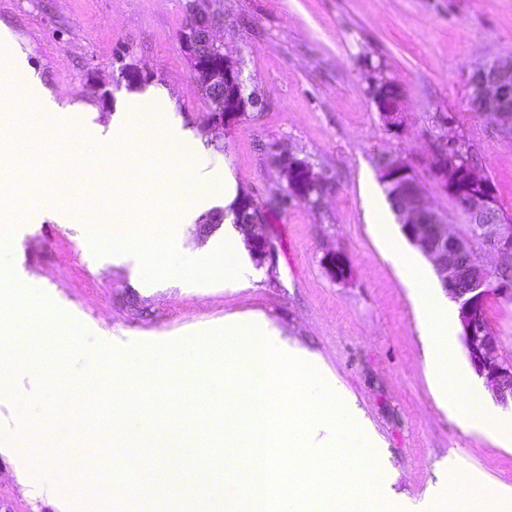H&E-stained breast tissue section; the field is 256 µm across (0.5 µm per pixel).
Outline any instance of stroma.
<instances>
[{"instance_id":"stroma-1","label":"stroma","mask_w":512,"mask_h":512,"mask_svg":"<svg viewBox=\"0 0 512 512\" xmlns=\"http://www.w3.org/2000/svg\"><path fill=\"white\" fill-rule=\"evenodd\" d=\"M224 19V50L242 65L247 91L263 106L231 133L202 123L206 104L189 77L179 34L187 0H0V25L30 64V77L61 104L90 106L89 120L109 130L135 86L121 64L149 74L174 115L205 148L207 168L230 167L239 191L265 211L276 246L272 269L249 264L243 276L210 283L139 285L138 259L98 256L80 247L112 212L111 156L85 170L68 130L54 119L32 121L26 109L4 115L21 138L0 141L6 182L26 181L13 207L24 220L5 282L45 296L85 332L89 346L178 345L228 319H263L273 343L305 355L326 383L352 400L382 444L376 494H391L398 512H512V409L492 399L484 379L457 352V371L490 416L465 431L442 405L425 363L416 312L404 281L367 222L364 178L382 191L378 159H404L430 204L452 230L464 217L438 188L430 142L439 115L460 118L484 159L498 200L512 214V139L472 112L467 75L484 61L512 54V0H209ZM395 78L405 97L406 126L386 130L371 101L379 75ZM309 161L330 183L319 207L289 198L272 145ZM77 212L60 224L50 204ZM97 223H90L89 214ZM347 262L331 277L326 252ZM40 375L22 370L0 398V512H96L112 494L115 512H144L152 491L113 493L112 471L99 465L90 494L57 479L56 459L78 461L101 444L147 445L145 430L98 429L74 421L73 407L41 409L42 432L25 435L21 407L34 401ZM28 449L20 459L15 449ZM466 464L439 471L446 458Z\"/></svg>"}]
</instances>
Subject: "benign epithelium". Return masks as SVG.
<instances>
[{
	"instance_id": "1",
	"label": "benign epithelium",
	"mask_w": 512,
	"mask_h": 512,
	"mask_svg": "<svg viewBox=\"0 0 512 512\" xmlns=\"http://www.w3.org/2000/svg\"><path fill=\"white\" fill-rule=\"evenodd\" d=\"M189 24L180 36L189 74L207 102L204 124L209 129L230 131L238 126L251 109L260 106L259 98L244 92V80L239 62L224 53L216 31L223 19L207 6V0H189ZM468 100L475 102L478 112L494 117L506 132L512 131V56L499 57L472 70L467 79ZM386 127L398 133L406 125L404 100L390 108H377ZM448 127V144L466 154L467 138L458 135L451 119L440 118ZM286 189L301 195L303 188L314 186L319 198L330 190L328 180L300 159L276 153ZM386 182L396 188L402 198L399 223L402 230L420 252L432 263L442 288L458 306L459 340L467 359L477 374L485 380L492 398L503 406L512 404V358L501 352V338L486 322L478 320L479 309L488 292L491 273L512 263V224L491 215L490 184L485 167H468L465 180L480 186L484 193L462 201V208L477 227L482 242V254L476 263H463L467 241L448 230L447 224L429 205L411 169L401 159H395L383 171ZM246 210L237 223L247 225L244 244L258 267H273L276 247L264 230L263 213L246 192L240 195Z\"/></svg>"
}]
</instances>
